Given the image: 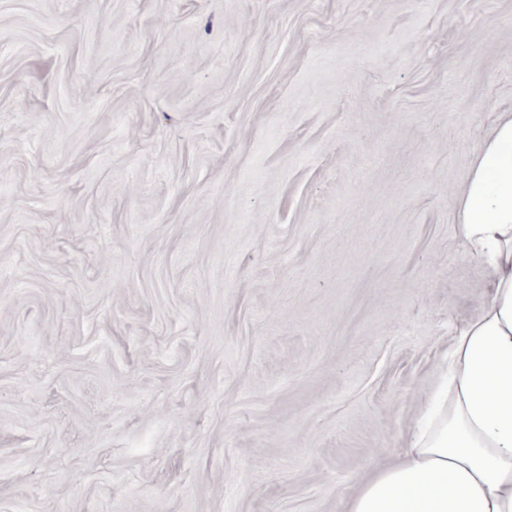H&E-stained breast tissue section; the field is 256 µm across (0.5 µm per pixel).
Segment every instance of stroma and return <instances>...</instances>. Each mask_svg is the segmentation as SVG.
<instances>
[{"label": "stroma", "mask_w": 512, "mask_h": 512, "mask_svg": "<svg viewBox=\"0 0 512 512\" xmlns=\"http://www.w3.org/2000/svg\"><path fill=\"white\" fill-rule=\"evenodd\" d=\"M505 114L512 0H0V512H343Z\"/></svg>", "instance_id": "stroma-1"}]
</instances>
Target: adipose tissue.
<instances>
[{
    "mask_svg": "<svg viewBox=\"0 0 512 512\" xmlns=\"http://www.w3.org/2000/svg\"><path fill=\"white\" fill-rule=\"evenodd\" d=\"M460 234L490 270L489 301L457 328L434 410L345 512H512V115L481 146Z\"/></svg>",
    "mask_w": 512,
    "mask_h": 512,
    "instance_id": "ef3b65f1",
    "label": "adipose tissue"
}]
</instances>
